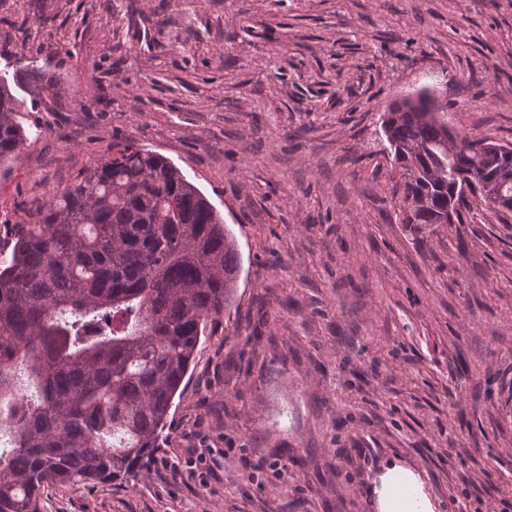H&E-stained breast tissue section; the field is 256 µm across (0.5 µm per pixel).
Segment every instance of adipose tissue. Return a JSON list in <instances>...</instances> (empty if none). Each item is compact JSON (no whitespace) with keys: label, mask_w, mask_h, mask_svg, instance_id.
<instances>
[{"label":"adipose tissue","mask_w":512,"mask_h":512,"mask_svg":"<svg viewBox=\"0 0 512 512\" xmlns=\"http://www.w3.org/2000/svg\"><path fill=\"white\" fill-rule=\"evenodd\" d=\"M374 493L377 512H435L420 474L399 464L385 469Z\"/></svg>","instance_id":"1"}]
</instances>
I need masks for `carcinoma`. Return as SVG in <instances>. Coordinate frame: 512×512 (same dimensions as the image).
Wrapping results in <instances>:
<instances>
[{"instance_id": "obj_1", "label": "carcinoma", "mask_w": 512, "mask_h": 512, "mask_svg": "<svg viewBox=\"0 0 512 512\" xmlns=\"http://www.w3.org/2000/svg\"><path fill=\"white\" fill-rule=\"evenodd\" d=\"M0 78V171L29 140L19 116L50 82L16 63ZM432 91L394 99L382 129L398 166L402 223H436L467 197L454 175L512 198V152L451 129ZM0 258V512H40L46 488L141 476L168 429L201 339L221 326L240 272L234 236L163 155L116 137L76 184L53 194Z\"/></svg>"}]
</instances>
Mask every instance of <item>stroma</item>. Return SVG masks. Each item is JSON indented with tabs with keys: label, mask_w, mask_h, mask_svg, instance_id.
Masks as SVG:
<instances>
[{
	"label": "stroma",
	"mask_w": 512,
	"mask_h": 512,
	"mask_svg": "<svg viewBox=\"0 0 512 512\" xmlns=\"http://www.w3.org/2000/svg\"><path fill=\"white\" fill-rule=\"evenodd\" d=\"M56 80L0 175V251L113 138L173 161L241 255L144 476L44 512H512V213L397 217L391 100L512 143V0H0V76ZM374 493L378 512L435 511L420 474L399 464L385 469Z\"/></svg>",
	"instance_id": "stroma-1"
}]
</instances>
